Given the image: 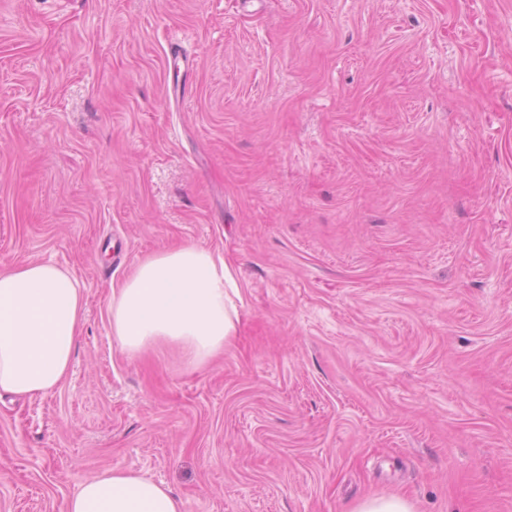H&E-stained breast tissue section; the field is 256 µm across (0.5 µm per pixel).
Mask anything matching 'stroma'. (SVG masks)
I'll return each mask as SVG.
<instances>
[{
	"label": "stroma",
	"instance_id": "35a3bbf8",
	"mask_svg": "<svg viewBox=\"0 0 512 512\" xmlns=\"http://www.w3.org/2000/svg\"><path fill=\"white\" fill-rule=\"evenodd\" d=\"M196 243L242 324L190 367L112 285ZM72 271L0 512L133 471L183 512H512V0H0V267ZM354 512H414L411 502L401 495L370 497L361 502Z\"/></svg>",
	"mask_w": 512,
	"mask_h": 512
}]
</instances>
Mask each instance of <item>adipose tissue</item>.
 I'll list each match as a JSON object with an SVG mask.
<instances>
[{
  "mask_svg": "<svg viewBox=\"0 0 512 512\" xmlns=\"http://www.w3.org/2000/svg\"><path fill=\"white\" fill-rule=\"evenodd\" d=\"M76 276L50 262L0 269V396L40 395L66 377L83 326ZM240 289L226 260L189 243L148 254L112 291V339L134 357L160 344L189 365L237 337ZM67 512H183L181 499L144 475L112 469L83 482Z\"/></svg>",
  "mask_w": 512,
  "mask_h": 512,
  "instance_id": "1",
  "label": "adipose tissue"
}]
</instances>
